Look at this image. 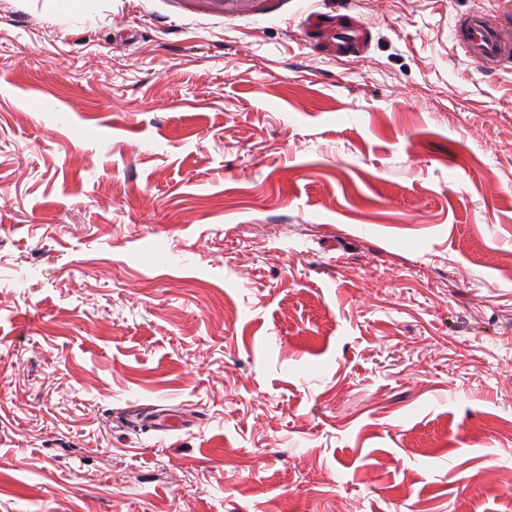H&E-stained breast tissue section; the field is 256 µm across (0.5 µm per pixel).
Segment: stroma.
Masks as SVG:
<instances>
[{
    "label": "stroma",
    "instance_id": "1",
    "mask_svg": "<svg viewBox=\"0 0 512 512\" xmlns=\"http://www.w3.org/2000/svg\"><path fill=\"white\" fill-rule=\"evenodd\" d=\"M501 4L0 0V512H512ZM512 11L507 8L491 19L482 10L470 13L456 24L453 42L484 72L512 69Z\"/></svg>",
    "mask_w": 512,
    "mask_h": 512
}]
</instances>
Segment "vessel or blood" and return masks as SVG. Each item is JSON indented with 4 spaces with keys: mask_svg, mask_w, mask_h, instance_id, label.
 I'll return each instance as SVG.
<instances>
[{
    "mask_svg": "<svg viewBox=\"0 0 512 512\" xmlns=\"http://www.w3.org/2000/svg\"><path fill=\"white\" fill-rule=\"evenodd\" d=\"M453 41L484 72L512 69V11L497 17L476 10L456 24Z\"/></svg>",
    "mask_w": 512,
    "mask_h": 512,
    "instance_id": "b4317fda",
    "label": "vessel or blood"
}]
</instances>
